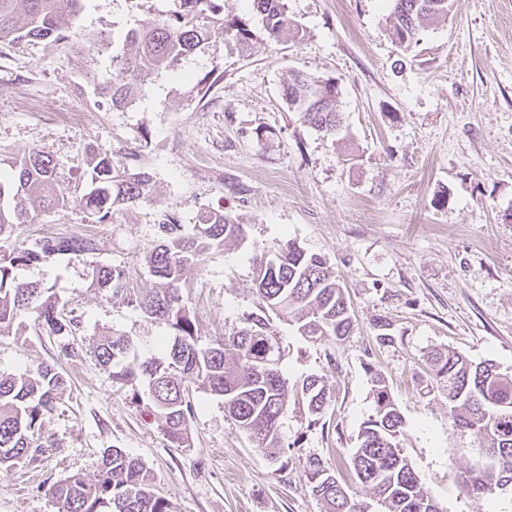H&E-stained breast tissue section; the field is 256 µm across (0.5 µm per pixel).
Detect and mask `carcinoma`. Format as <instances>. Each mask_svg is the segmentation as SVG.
<instances>
[{"label":"carcinoma","instance_id":"carcinoma-1","mask_svg":"<svg viewBox=\"0 0 512 512\" xmlns=\"http://www.w3.org/2000/svg\"><path fill=\"white\" fill-rule=\"evenodd\" d=\"M83 0H0V42L62 37L64 15L82 9ZM269 36L280 40L299 37V28L288 20L287 0H251ZM392 36L409 49L419 32L448 18L454 0H392ZM221 0H174L172 13L153 27L126 34L129 50L112 57V69L102 91L112 107L126 109L136 103L138 86L173 69L185 56L208 39L218 20ZM319 79L297 73L284 95L304 122L326 134L338 126L336 98L317 100L313 89ZM89 175L76 203L83 212L105 223L151 196V177L130 167L113 164L106 153L92 154ZM67 188L59 182L49 153L33 151L14 157L0 168V234L15 224H26L31 215L65 205ZM159 243L146 255L155 287L136 298L150 320L171 330L156 338L163 356L128 360L133 349L129 337L111 331L95 346L102 366L113 376L141 380L153 413L168 440L177 448L192 445L190 422L193 404L188 383L197 381L224 401V413L260 449L281 445V424L290 402L305 406L309 415L324 412L330 395L323 378L310 375L288 385L277 366L280 347L267 334L264 313L271 312L296 326L300 335L314 341L336 342L351 332L352 320L343 288L327 260L287 240L275 251L253 260L251 288L257 309L251 325L230 336L203 344L198 339L180 289L202 259L224 249L230 241H242L245 226L222 211H206L187 232L174 215L159 225ZM98 248L96 240L64 236L39 240L0 256V336H8L34 318L52 335L71 332V322L58 312V301L44 295L36 284L19 280L17 270L47 263L61 256L79 257ZM100 290L114 296L125 292V272L103 265L91 272ZM425 375L448 399V422L467 432L490 458L486 470L469 469L461 477L468 492L496 495V486L512 481V375L493 363L474 364L457 352H429ZM66 389L62 374L50 365L31 373L0 375V466L11 467L35 460L54 446L44 436L47 420ZM375 414L360 425L352 456L358 480L372 491L378 510L357 501L339 482L335 470L318 458L306 462L312 493L324 512H440L437 503L421 487L409 459L401 453L406 423L387 386L372 377ZM93 480L69 476L47 493L57 512H176L173 503L158 494L146 466L120 448L103 452Z\"/></svg>","mask_w":512,"mask_h":512}]
</instances>
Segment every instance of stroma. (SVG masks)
<instances>
[{
  "label": "stroma",
  "instance_id": "obj_1",
  "mask_svg": "<svg viewBox=\"0 0 512 512\" xmlns=\"http://www.w3.org/2000/svg\"><path fill=\"white\" fill-rule=\"evenodd\" d=\"M172 7L84 0L54 44L0 42V159L49 151L76 197L95 149L147 172L153 188L151 201L107 224L71 203L0 235V254L60 235L98 243L19 272L51 289L73 327L53 336L29 318L18 334L0 336V374L45 363L67 381L49 424L56 447L0 468V512H55L48 487L75 473L94 477L109 447L143 461L177 512H323L304 470L310 457L331 462L371 501L350 457L374 412V371L407 422L403 453L441 512H512L511 491L489 499L461 488L475 442L449 424L448 401L427 385L422 363L451 348L512 375V0H455L449 19L407 50L391 35L390 0H288L302 37L277 41L246 0H224L225 22L249 29L247 45L232 31L215 34L145 83L135 107L113 108L100 82L125 34ZM295 72L335 81L342 140L290 108L283 87ZM70 109L83 112L82 123L56 120ZM208 209L230 213L247 234L207 255L184 291L201 342L233 334L256 313L253 260L288 239L327 259L351 305L352 332L341 343L309 340L270 317L283 377L318 375L332 392L319 420L289 408L272 457L197 382L193 445L172 447L141 385L113 378L94 355L112 329L133 339L135 356L154 355L168 329L135 303L154 284L144 257L167 215L193 224ZM98 265L124 267L122 296L96 288Z\"/></svg>",
  "mask_w": 512,
  "mask_h": 512
}]
</instances>
